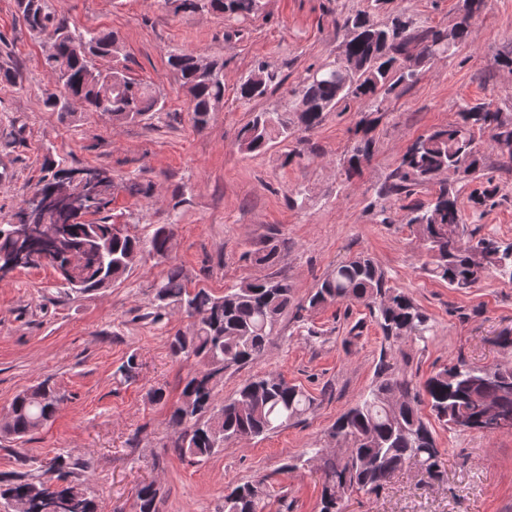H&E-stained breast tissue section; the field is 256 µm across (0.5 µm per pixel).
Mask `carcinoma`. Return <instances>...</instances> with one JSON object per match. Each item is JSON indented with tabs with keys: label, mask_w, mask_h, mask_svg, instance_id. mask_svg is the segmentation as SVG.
Wrapping results in <instances>:
<instances>
[{
	"label": "carcinoma",
	"mask_w": 512,
	"mask_h": 512,
	"mask_svg": "<svg viewBox=\"0 0 512 512\" xmlns=\"http://www.w3.org/2000/svg\"><path fill=\"white\" fill-rule=\"evenodd\" d=\"M16 11L28 30L55 39V52L44 60L45 69L61 87L51 93L45 107L73 121L71 101L78 100L82 111L107 117L114 125L143 120L161 112L166 98L160 89L130 77L117 66L99 67V60L119 53L118 38L111 32L71 28L63 10L51 0H14ZM184 13L208 12L228 21L241 22L256 14L260 0H165ZM459 20L448 29L421 25L398 9L383 24H374L364 11L336 20V28L347 39L342 53L328 64L307 69L306 75L289 92L288 106L278 111L253 113L240 129L239 150L260 155L269 143L297 139L301 132L318 129L329 112H342L352 102L377 110L390 99L412 88L421 71L451 54L470 34V21L485 0H459ZM200 55L172 50L168 65L189 98L192 121L198 130L206 128L216 107L224 105V63L211 60V73H198ZM21 71L0 65V84L17 87ZM284 82L279 72L260 64L241 80L238 99L244 103L265 98ZM310 103L298 111L297 99ZM490 133L494 144L508 146L500 153L501 165L512 169V112H504L491 102L464 104L458 118L434 127L417 137L401 155L382 196L409 198L418 190L434 187L425 200L407 206L405 223L413 228L423 252L422 269L431 278L465 293L489 274L507 275L512 280V243L502 245L492 236L477 234L458 203L460 189L439 176L452 169L457 182L479 177L484 167L480 138ZM371 141L357 142L347 159V172H360L370 157ZM47 175L37 189L49 190L72 171L64 159L45 158ZM149 197V183L129 180L112 183V190ZM106 198L94 208L99 215L90 224L68 226L66 242L30 236L17 237L13 225L0 224V264L23 261L42 267L40 258L51 254L49 263L68 293L85 295L112 287L146 253L166 259L173 246L176 223L163 224L143 235H133L127 225L110 223ZM283 242L272 238L257 253L255 261L274 264ZM84 259L78 280L68 272L69 255ZM160 308L178 309L192 319L188 330L169 337L172 356L191 359L204 368L191 370L181 380L179 400L172 404L169 426L176 439L178 455L194 463L203 462L224 444L254 439L293 424L313 408L315 398L302 387L279 376L264 375L245 381L234 394L217 403L216 388L224 373L242 368L261 355L278 333L279 321L292 303V288L285 279L266 277L243 281L216 295L206 288H191L182 268L168 267L156 284ZM358 303L369 310L380 327L388 349L408 341L427 342L433 325L426 311L403 290L392 286L384 270L360 253L336 264L315 290L298 304L311 311L327 304ZM409 357L387 359L381 350L374 380L366 394L341 414L329 436L342 449L310 448L311 458L321 471L320 512H343V498L357 491L371 492L407 463L419 466L431 478L442 477L441 453L436 430L419 409L428 400L432 415L440 425L457 431L458 419L480 420V408L490 400L499 405L501 416L512 421V367L486 369L458 359L441 368L423 384L408 372ZM139 373L136 355L131 354L117 369L121 380L131 383ZM66 395L46 378L19 393L0 416V437L21 440L54 420ZM19 468L0 478V500L9 512H99L96 499L87 491L81 472L89 463L58 454L28 464L18 456ZM162 494L152 483L138 488L136 512H159ZM260 482H246L224 495L218 512H261Z\"/></svg>",
	"instance_id": "obj_1"
}]
</instances>
